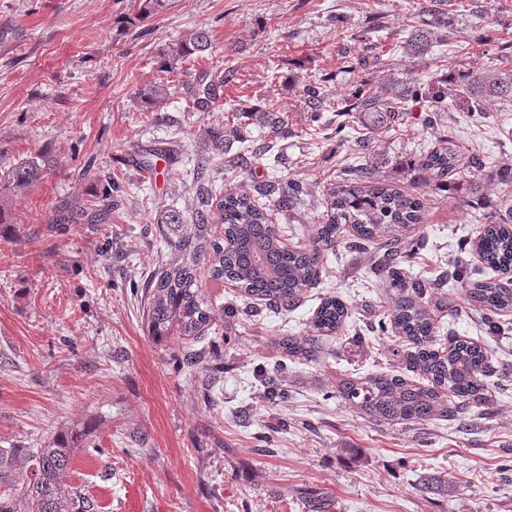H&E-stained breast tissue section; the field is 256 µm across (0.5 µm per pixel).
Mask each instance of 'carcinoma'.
Here are the masks:
<instances>
[{"instance_id":"obj_1","label":"carcinoma","mask_w":512,"mask_h":512,"mask_svg":"<svg viewBox=\"0 0 512 512\" xmlns=\"http://www.w3.org/2000/svg\"><path fill=\"white\" fill-rule=\"evenodd\" d=\"M440 2L423 0L419 12L429 16L434 25L446 27L448 16L439 9ZM134 5L138 18L146 20L163 12L168 0H134ZM211 48L209 31L200 28L186 39L166 42L157 49L160 68L176 77L177 85L188 91L192 110L196 112L212 111L221 97L226 77L205 71L193 73L184 64ZM449 76L450 84L458 88V95L473 102L486 98L512 102L511 69L496 75L478 69H454ZM304 93L312 111L324 110L326 99L319 83L306 85ZM169 96L170 86L151 87L140 94L143 111H158ZM419 100L430 102L433 112H443L448 90L441 87L431 94L416 79L385 95L360 88L353 93L349 107L365 128L380 131L399 118L400 104ZM285 123V113L273 106L245 111L237 108L231 117L224 118V131L207 128L204 139L227 154L242 130L258 129L264 142L237 152L239 168L245 169L270 152ZM407 170L427 175L438 190L459 192L461 206L471 209L482 208L481 181L512 184L511 164L485 179L479 159L465 156L462 148L446 136L440 139L439 147L407 163ZM46 172L41 156L26 159L8 170L0 185V224L10 223L5 205L13 201L14 195L39 182ZM462 175L469 178V185L464 189L449 181L452 176ZM268 187L270 203L280 211L295 210L307 195L306 188L294 179H277ZM121 192L118 183L105 179L95 215L107 218ZM325 204V222L314 225L312 244L297 249L283 243L275 225L269 223L267 209L241 192L229 191L217 200L211 192H206L191 221L179 210L164 211L154 223L171 258L158 266L144 283L149 335L159 341L177 342L179 361L183 364L210 363L217 358L216 345L202 350L196 343L224 320L226 312L224 305L215 303L202 288L200 269L207 256H213L211 279L236 284L247 298L263 301L268 310L279 314L291 310L300 301L302 292L317 279L321 251L339 245L341 226L351 224L356 232L355 244L363 241L381 244V263L387 271L390 288L389 322L395 335L411 346L405 353L407 364L421 372L427 384L381 373L342 383L343 398L369 415L396 423L424 422L436 417L452 420L488 403L484 377L489 373V366L485 348L466 339L453 338L448 341V350L434 349L435 325L429 292L434 284L413 277L402 268L409 253L404 232L410 225L422 222L425 195L398 188L376 169L362 166L344 172V178L325 194ZM215 220L224 225V238L233 241L232 249L224 250L214 238ZM511 224L512 210L506 216L499 212L488 216L477 250L483 263L504 274L512 272ZM453 281L476 310L512 309V288L499 280L472 283L458 273ZM347 315L346 305L339 298L328 296L316 310L312 334L300 338L286 336L279 340V345L288 357L314 358L320 349L319 337L337 334ZM97 448L91 430L76 420L67 431L48 438L38 448H0V512H96L94 502L83 489L72 485L69 478L74 457Z\"/></svg>"}]
</instances>
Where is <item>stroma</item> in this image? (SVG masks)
I'll return each mask as SVG.
<instances>
[{"label":"stroma","mask_w":512,"mask_h":512,"mask_svg":"<svg viewBox=\"0 0 512 512\" xmlns=\"http://www.w3.org/2000/svg\"><path fill=\"white\" fill-rule=\"evenodd\" d=\"M415 0H169L153 20H135L132 0H0V178L14 163L44 156V179L12 204L0 224V447H39L78 418L97 426L100 452L80 455L71 482L97 512H512V310L496 314L506 333L490 335L480 312L460 303L439 311L436 349L447 334L489 351L491 402L461 418L377 422L347 403L341 381L388 372L420 381L400 353L407 345L378 330L389 308L377 243L345 242L322 251L316 282L292 310L241 314L228 334L208 333L224 354L219 399L199 396L202 372L178 364L176 345L146 329L142 284L169 251L151 223L168 209L193 215L200 185L192 158L203 128L232 108L275 104L286 132L250 170L217 165L210 182L257 204L274 177L300 180L303 204L270 220L289 247L309 245L324 194L342 169L370 165L411 190L397 169L445 134L490 165L512 163V104L472 107L455 98L437 128L427 103H407L380 134L374 152L355 142L366 130L341 108L358 88L393 91L469 63L494 73L512 64V0H442L450 24L428 28L423 55L402 47L426 28ZM207 28L212 47L189 70L227 71L212 112H191L188 96H169L159 122L138 93L165 84L159 44ZM372 38L388 66L355 64ZM324 78L330 111L313 116L307 80ZM172 143L156 172L133 163L139 150ZM108 169L126 192L108 223L88 222L99 192L86 165ZM416 245L405 268L446 279L465 263L471 280L493 277L473 244L481 212L460 207L456 192L428 190ZM66 223H56V215ZM348 307L344 332L321 339L318 360L292 359L281 378L285 401L263 400L261 379L283 336H303L322 299ZM452 474L448 490L427 480Z\"/></svg>","instance_id":"35a3bbf8"}]
</instances>
